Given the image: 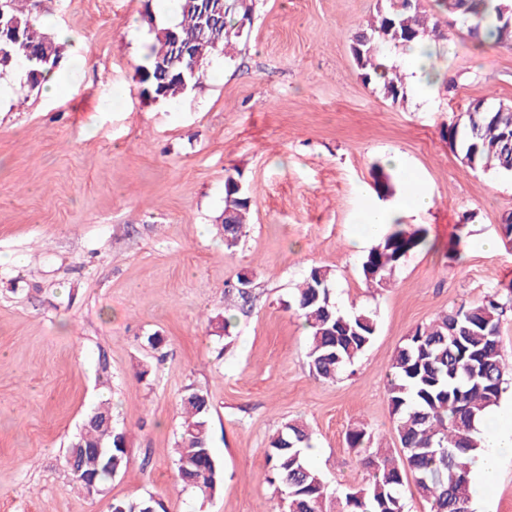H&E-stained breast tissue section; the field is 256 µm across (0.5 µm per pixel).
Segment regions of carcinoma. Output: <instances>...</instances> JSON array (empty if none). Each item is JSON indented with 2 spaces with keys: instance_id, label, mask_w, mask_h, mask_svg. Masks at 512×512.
<instances>
[{
  "instance_id": "carcinoma-1",
  "label": "carcinoma",
  "mask_w": 512,
  "mask_h": 512,
  "mask_svg": "<svg viewBox=\"0 0 512 512\" xmlns=\"http://www.w3.org/2000/svg\"><path fill=\"white\" fill-rule=\"evenodd\" d=\"M28 0H0V23L20 33L18 40L0 39V72L25 67L34 83L59 64L64 45L44 33ZM376 15L352 39L351 53L366 83L397 102L405 98V76L391 64L394 53L414 40L432 36L446 40L435 16L419 0H382ZM178 0L175 19L157 25L148 19L152 43L138 66L142 92L164 101L189 94L202 84L206 66L218 53L229 54L242 37L239 23L254 4L224 0ZM480 43L512 45V0H439ZM448 142L456 143L461 162L473 170L512 173V109L494 106L492 112H464L448 124ZM238 172L226 171L224 223L217 230L233 249L243 236L250 209L248 191H235ZM379 197L393 194L391 177L374 168ZM427 245L426 230L394 224L364 256L365 280L377 286L390 279L406 256ZM334 275L323 267L307 273L291 308L308 331V365L317 379L334 380L352 366L373 340L376 325L366 312L341 311L334 298ZM501 306L493 298L462 303L418 326L398 346L387 375V398L400 448L401 462L382 448L372 447L373 435L361 425L346 437L367 470L366 484L329 492L320 471L309 462L308 426L287 421L270 438L267 452L269 482L284 495L285 512H405L404 480L414 486L428 512H472L471 463L482 449L479 425L499 404L508 365L501 353ZM207 393L187 389L181 399L183 421L175 457L176 476L184 487L208 498L223 481L211 448ZM64 460H72L74 487L87 496L106 489L113 476L126 469L129 456L126 431L114 423L107 400L86 415L71 439ZM166 512L153 496L116 500L112 512Z\"/></svg>"
}]
</instances>
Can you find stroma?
Segmentation results:
<instances>
[{
  "label": "stroma",
  "instance_id": "stroma-1",
  "mask_svg": "<svg viewBox=\"0 0 512 512\" xmlns=\"http://www.w3.org/2000/svg\"><path fill=\"white\" fill-rule=\"evenodd\" d=\"M145 3L31 0L46 32L71 36L61 72L83 57L91 67L55 100L25 72L0 75L15 93L0 103V512H112L113 500L151 494L166 512H272L279 496L265 452L291 419L309 424V461L329 489L362 486L350 429L365 424L375 447L402 455L386 374L405 336L494 295L512 360V245L500 233L512 173L468 168L444 134L473 100L512 105V47H479L437 0H421L450 25L436 65L457 89L395 104L362 81L351 54L379 0H255L233 58L213 57L202 90L160 102L142 94L136 71L152 42ZM112 91L124 98L102 111ZM391 155L406 165L390 172L395 194L412 176L434 205L406 219L426 229L428 248L378 287L349 240L360 208L378 200L374 168ZM229 170L251 197L247 236L233 250L214 229ZM487 238L495 251L482 248ZM315 266L333 272L341 311L376 324L333 381L312 376L307 332L289 308ZM243 272L252 308L228 338L224 288ZM190 388L211 399L223 470L206 499L174 478ZM104 398L127 431L130 462L88 497L73 489L64 454ZM472 509L512 512V458Z\"/></svg>",
  "mask_w": 512,
  "mask_h": 512
}]
</instances>
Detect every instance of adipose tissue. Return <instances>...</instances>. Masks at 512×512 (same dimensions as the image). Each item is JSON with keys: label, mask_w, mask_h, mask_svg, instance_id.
Returning a JSON list of instances; mask_svg holds the SVG:
<instances>
[{"label": "adipose tissue", "mask_w": 512, "mask_h": 512, "mask_svg": "<svg viewBox=\"0 0 512 512\" xmlns=\"http://www.w3.org/2000/svg\"><path fill=\"white\" fill-rule=\"evenodd\" d=\"M436 50L435 43L414 42L399 52L406 68L407 90L416 98H426L437 81L438 74L432 69L430 59ZM432 204V193L416 189L393 202L363 208L356 217L358 229L351 237L352 247L361 248L367 240L382 234L395 219L428 209ZM481 430L483 449L471 465L472 475L478 478L491 476L504 458L512 457V412L490 413Z\"/></svg>", "instance_id": "adipose-tissue-1"}]
</instances>
